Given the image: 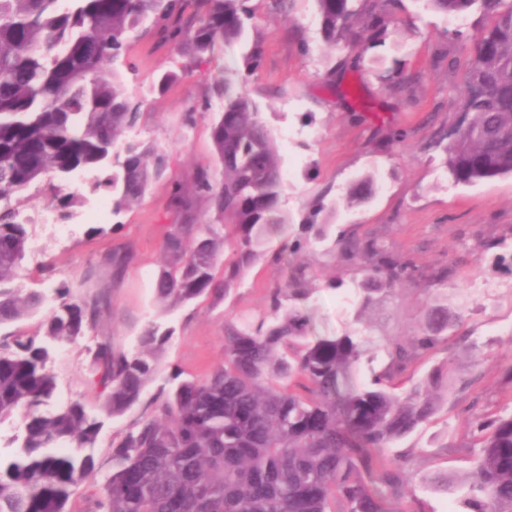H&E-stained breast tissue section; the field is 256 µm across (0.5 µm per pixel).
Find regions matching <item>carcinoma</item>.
Returning <instances> with one entry per match:
<instances>
[{
    "mask_svg": "<svg viewBox=\"0 0 512 512\" xmlns=\"http://www.w3.org/2000/svg\"><path fill=\"white\" fill-rule=\"evenodd\" d=\"M249 0H0V424L13 423L20 442L0 462V512H68L73 491L95 477L89 455L55 448L94 447L103 419L140 402L173 331L150 324L132 351L100 336L91 384L100 403L46 410L56 378L55 345L98 329L110 311L99 288L76 296L61 283L48 296L15 284L29 249L17 196L52 177L67 185L99 170L94 190L112 194L113 213L139 202L166 172L164 151L122 140L139 112L125 95L115 59L128 35L145 29L188 58L181 71L163 72V93L218 46L241 48L239 64L213 78L224 109L211 123L221 178L206 168L194 194L224 218V233L199 224L182 183L172 180L169 205L182 222L163 240L166 261L154 277L157 303L172 311L204 295L225 299L243 271L264 254L267 238L288 223L275 140L247 89L260 67L264 41ZM324 41L343 52L362 44L343 66L359 69L394 32V0H313ZM446 16L477 13L472 34L455 32L469 54L464 73L469 125L456 141L438 133L433 144L456 185L512 175V0H425ZM376 173L353 179L340 196L344 209L376 194ZM342 252L366 257L371 268L354 288L361 304L392 294L415 277L382 243L338 241ZM232 257L216 268L224 248ZM308 269L289 267L257 321L224 325V362L203 379L179 380L173 370L141 419L117 442L112 470L92 512H424L408 505L413 474L388 449L415 432L456 393L450 372L433 369L409 389L400 381L418 358L406 342L362 331L309 335L312 317L283 311L305 299ZM429 293L416 348L430 353L463 318L457 297ZM40 332L11 327L40 314ZM385 367L359 379L362 361ZM473 464L464 475L434 472L423 483L435 492L463 490L464 512H512V413L490 421L478 414Z\"/></svg>",
    "mask_w": 512,
    "mask_h": 512,
    "instance_id": "obj_1",
    "label": "carcinoma"
}]
</instances>
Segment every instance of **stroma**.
I'll list each match as a JSON object with an SVG mask.
<instances>
[{
	"instance_id": "stroma-1",
	"label": "stroma",
	"mask_w": 512,
	"mask_h": 512,
	"mask_svg": "<svg viewBox=\"0 0 512 512\" xmlns=\"http://www.w3.org/2000/svg\"><path fill=\"white\" fill-rule=\"evenodd\" d=\"M250 4L265 36V50L248 90L278 145L287 232L269 238L268 257L247 271L226 300L204 296L162 311L153 288L164 235L177 221L168 209L171 181L191 186L199 168L216 165L210 116L200 117L188 129L182 125L183 114L205 98L213 110L222 109L224 101L215 96L212 78L233 63L239 51L216 49L207 65L160 94L153 89L159 73L180 70L184 60L157 47L151 33H132L119 59L125 93L140 106L130 135L164 150L165 176L152 183L142 201L103 219L95 214V201L85 198L93 178L89 172L70 186L79 200L69 217H61L50 179L31 184L21 195L30 248L19 285L48 288L43 270L50 266L56 280L69 283L74 292L106 287L112 298L110 317L96 334L55 347L54 403L78 401L96 409L100 397L88 382L96 336L111 337L118 347L132 350L154 322L173 327L174 334L146 395H153L175 368L187 378L206 377L224 359L225 324L261 316L271 291L283 285L286 268L272 261V254L314 222L328 225V236L292 255L291 261L307 266L312 274V294L295 306L313 316L317 332L365 330L379 339L408 338L417 335L423 321L425 296L412 284L397 289L395 296L376 298L364 310L352 302L368 262L341 253L337 239L343 233L383 243L425 278L439 267H449L448 287L482 284V291L462 299L465 316L449 330L447 341L418 358L402 379L403 386H410L447 360L464 381L454 401L404 439L397 451L410 459L419 477L432 471L467 472L471 455L464 443L471 437L473 415L512 412V265L498 262L499 240L512 236V177L452 185L441 151L428 146L431 135L451 128L463 109L466 56L449 41L447 18L427 9L423 0H399L396 40L380 62L366 65L359 74L341 69L342 53L327 48L313 0H293L285 15L274 13L268 0ZM303 42L309 47L305 54L299 51ZM397 68L411 76L409 88L392 86ZM393 128L406 129L407 138L391 142L388 133ZM366 170L376 171L380 181L371 204L362 210L337 207L349 181ZM43 213L52 215L53 223H41ZM110 251L128 257L116 277L101 264ZM151 413V407L141 403L105 424L91 450L99 478L75 490L70 512H89L112 468L113 444Z\"/></svg>"
}]
</instances>
